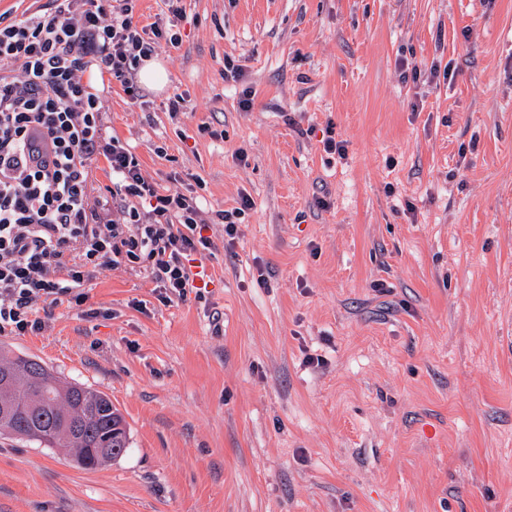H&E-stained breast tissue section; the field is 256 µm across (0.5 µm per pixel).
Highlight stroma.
Segmentation results:
<instances>
[{
	"instance_id": "1",
	"label": "stroma",
	"mask_w": 512,
	"mask_h": 512,
	"mask_svg": "<svg viewBox=\"0 0 512 512\" xmlns=\"http://www.w3.org/2000/svg\"><path fill=\"white\" fill-rule=\"evenodd\" d=\"M180 8L133 12L180 37L162 90L85 78L148 181L210 221L207 292L166 303L116 266L0 334L130 429L91 470L0 436V512H512V0ZM239 206L240 207H235L232 211L224 210L216 214L217 218L221 220V222H217V224L224 223V233L231 238L237 233V220H239L247 210H250L253 204L250 198L243 196L239 202Z\"/></svg>"
}]
</instances>
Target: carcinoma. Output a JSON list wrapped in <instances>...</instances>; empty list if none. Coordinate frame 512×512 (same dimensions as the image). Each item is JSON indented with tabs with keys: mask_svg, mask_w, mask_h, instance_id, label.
Listing matches in <instances>:
<instances>
[{
	"mask_svg": "<svg viewBox=\"0 0 512 512\" xmlns=\"http://www.w3.org/2000/svg\"><path fill=\"white\" fill-rule=\"evenodd\" d=\"M0 434L65 448L83 468L128 448L124 416L105 393L56 377L40 360L0 350Z\"/></svg>",
	"mask_w": 512,
	"mask_h": 512,
	"instance_id": "obj_1",
	"label": "carcinoma"
}]
</instances>
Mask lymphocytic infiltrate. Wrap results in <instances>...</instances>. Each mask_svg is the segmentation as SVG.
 <instances>
[{"label":"lymphocytic infiltrate","mask_w":512,"mask_h":512,"mask_svg":"<svg viewBox=\"0 0 512 512\" xmlns=\"http://www.w3.org/2000/svg\"><path fill=\"white\" fill-rule=\"evenodd\" d=\"M134 0H52L50 12L0 16V334L39 332L35 306L83 303L85 282L121 264L146 265L166 297L190 288L189 256L211 250L193 197L160 192L128 143L107 135L83 76L97 69L133 86L168 33L143 36ZM114 179L113 212L90 199L91 165Z\"/></svg>","instance_id":"lymphocytic-infiltrate-1"}]
</instances>
